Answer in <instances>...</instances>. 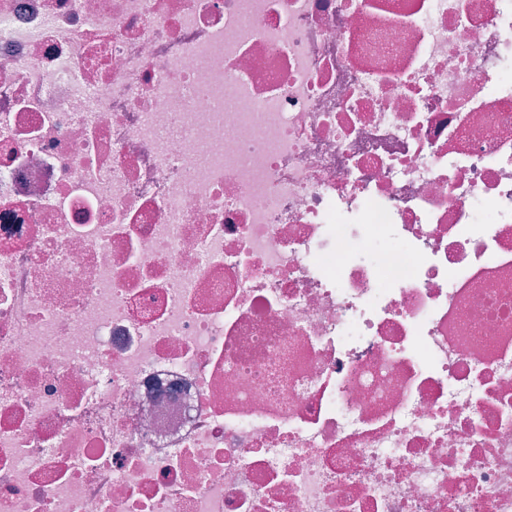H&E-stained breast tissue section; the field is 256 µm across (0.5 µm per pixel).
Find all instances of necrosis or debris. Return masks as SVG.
Returning a JSON list of instances; mask_svg holds the SVG:
<instances>
[{
	"instance_id": "necrosis-or-debris-1",
	"label": "necrosis or debris",
	"mask_w": 512,
	"mask_h": 512,
	"mask_svg": "<svg viewBox=\"0 0 512 512\" xmlns=\"http://www.w3.org/2000/svg\"><path fill=\"white\" fill-rule=\"evenodd\" d=\"M0 512H512V0H0Z\"/></svg>"
}]
</instances>
